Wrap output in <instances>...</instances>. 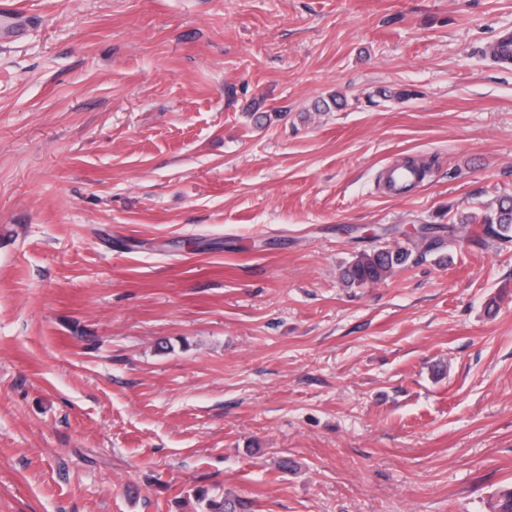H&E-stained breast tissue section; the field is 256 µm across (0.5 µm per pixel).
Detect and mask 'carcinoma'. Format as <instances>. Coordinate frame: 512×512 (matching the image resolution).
<instances>
[{"mask_svg":"<svg viewBox=\"0 0 512 512\" xmlns=\"http://www.w3.org/2000/svg\"><path fill=\"white\" fill-rule=\"evenodd\" d=\"M497 241H512V198L507 196L461 215L451 224H423L415 238L403 244L360 252L343 271V279L356 286L375 284L447 244L489 248ZM207 506L209 512H238L243 504L224 497L209 500Z\"/></svg>","mask_w":512,"mask_h":512,"instance_id":"carcinoma-1","label":"carcinoma"}]
</instances>
